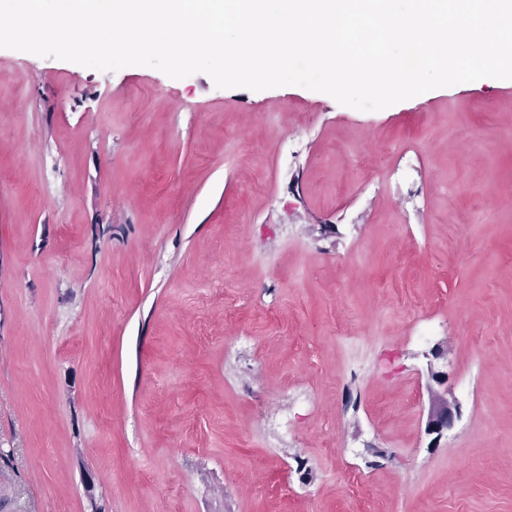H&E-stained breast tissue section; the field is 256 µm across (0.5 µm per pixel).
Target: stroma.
Wrapping results in <instances>:
<instances>
[{"label":"stroma","instance_id":"35a3bbf8","mask_svg":"<svg viewBox=\"0 0 512 512\" xmlns=\"http://www.w3.org/2000/svg\"><path fill=\"white\" fill-rule=\"evenodd\" d=\"M0 447V512H512V80L361 111L0 48ZM432 405L426 420L427 434H435V441L441 439L444 432H448L454 425L457 417V404L448 400V390L443 393L431 389Z\"/></svg>","mask_w":512,"mask_h":512}]
</instances>
